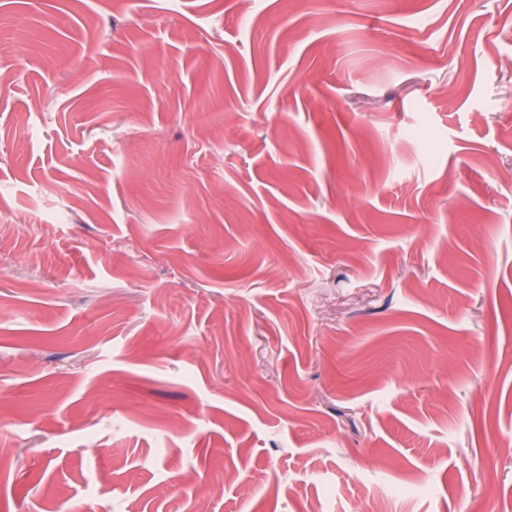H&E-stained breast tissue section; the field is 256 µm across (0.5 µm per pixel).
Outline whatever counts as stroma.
<instances>
[{"instance_id":"1","label":"stroma","mask_w":512,"mask_h":512,"mask_svg":"<svg viewBox=\"0 0 512 512\" xmlns=\"http://www.w3.org/2000/svg\"><path fill=\"white\" fill-rule=\"evenodd\" d=\"M509 179L512 0H0V512H512Z\"/></svg>"}]
</instances>
